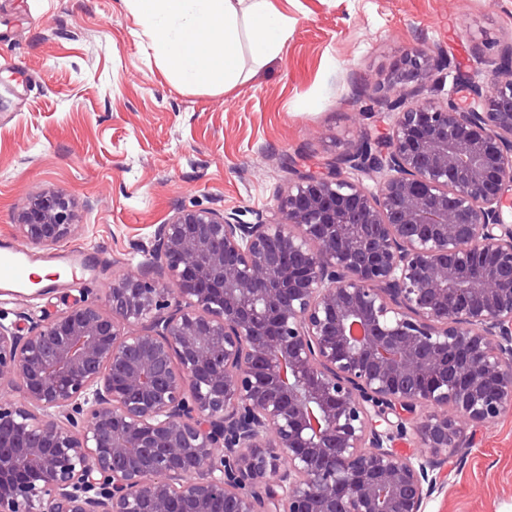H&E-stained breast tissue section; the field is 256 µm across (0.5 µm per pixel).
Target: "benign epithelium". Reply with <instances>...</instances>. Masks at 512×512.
Instances as JSON below:
<instances>
[{
    "label": "benign epithelium",
    "mask_w": 512,
    "mask_h": 512,
    "mask_svg": "<svg viewBox=\"0 0 512 512\" xmlns=\"http://www.w3.org/2000/svg\"><path fill=\"white\" fill-rule=\"evenodd\" d=\"M507 57L440 101L451 56L408 49L381 124L255 222L182 208L143 247L159 277L0 312V512H427L512 410ZM75 208L35 193L17 237ZM450 86L451 77L448 76V70L436 72L423 85L422 96L435 99L446 98Z\"/></svg>",
    "instance_id": "1"
}]
</instances>
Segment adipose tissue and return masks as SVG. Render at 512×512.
<instances>
[{"mask_svg":"<svg viewBox=\"0 0 512 512\" xmlns=\"http://www.w3.org/2000/svg\"><path fill=\"white\" fill-rule=\"evenodd\" d=\"M158 54L182 80L233 86L241 48L257 62L275 58L288 38V18L273 0H130Z\"/></svg>","mask_w":512,"mask_h":512,"instance_id":"adipose-tissue-1","label":"adipose tissue"}]
</instances>
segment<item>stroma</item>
Here are the masks:
<instances>
[{
	"mask_svg": "<svg viewBox=\"0 0 512 512\" xmlns=\"http://www.w3.org/2000/svg\"><path fill=\"white\" fill-rule=\"evenodd\" d=\"M281 54L244 81L188 85L158 57L126 0H0V244L33 193L63 189L82 230L61 244L92 257L89 278L0 295L37 312L64 296H102L113 274L155 276L134 246L179 208L243 212L287 189L374 128L386 80L408 48L475 66L512 41V0H277ZM430 512H512V412L466 448Z\"/></svg>",
	"mask_w": 512,
	"mask_h": 512,
	"instance_id": "1",
	"label": "stroma"
}]
</instances>
